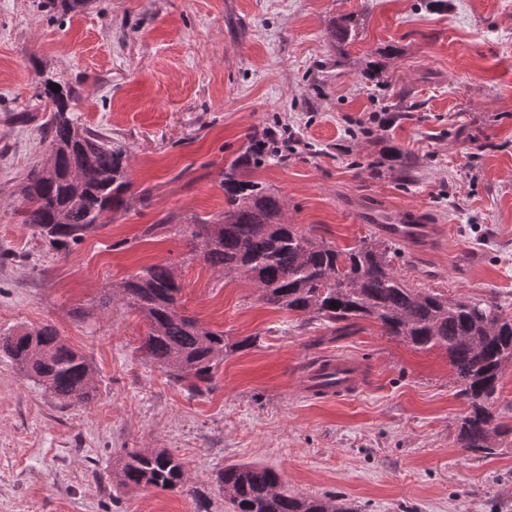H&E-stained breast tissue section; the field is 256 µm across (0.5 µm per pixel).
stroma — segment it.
Returning <instances> with one entry per match:
<instances>
[{
    "instance_id": "obj_1",
    "label": "stroma",
    "mask_w": 512,
    "mask_h": 512,
    "mask_svg": "<svg viewBox=\"0 0 512 512\" xmlns=\"http://www.w3.org/2000/svg\"><path fill=\"white\" fill-rule=\"evenodd\" d=\"M0 0V333L53 324L95 370L97 395L59 404L0 357V512H229L214 473L276 470L292 493L341 496L356 512H512V367L497 455L457 441L466 403L442 348L418 350L366 321L333 336L264 304L254 284L186 261L174 227L224 211L220 172L252 133L281 159L251 177L276 189L288 223L346 249L398 209L434 234L397 244L409 286L451 299L495 297L512 315V0ZM356 19L338 53L329 28ZM398 47L379 83L360 74ZM71 90L78 126L129 151L146 201L68 249L22 222L20 192L47 159L55 105L36 73ZM416 156L410 173L389 147ZM164 232L145 235L148 225ZM173 265L181 305L226 339L209 390L189 392L142 355L144 321L91 306L141 267ZM341 355L356 393L306 392L300 373ZM182 458L183 488L118 486L126 453Z\"/></svg>"
}]
</instances>
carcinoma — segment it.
<instances>
[{
	"instance_id": "cac0c4a2",
	"label": "carcinoma",
	"mask_w": 512,
	"mask_h": 512,
	"mask_svg": "<svg viewBox=\"0 0 512 512\" xmlns=\"http://www.w3.org/2000/svg\"><path fill=\"white\" fill-rule=\"evenodd\" d=\"M355 25L342 17L330 31L345 45ZM41 93L56 111L44 133L48 157L29 176L24 189L23 223L49 245L66 249L95 231L131 204L129 154L119 142L91 135L68 112L69 93L50 87L36 73ZM280 159L265 140L252 139L245 151L222 171L226 207L218 219L180 224L177 233L190 245V259L200 258L226 276L253 281L260 299L278 310L319 319L346 335L359 321H373L382 335L417 350L444 348L466 400L457 439L469 452L493 454L494 438L504 434L495 410L500 380L512 366V316L495 298L449 299L411 288L392 266V243L372 236L339 249L324 238L300 231L286 221L283 201L271 188L246 178V172ZM181 285L173 266L152 264L112 285L100 298L114 299L147 323L141 346L147 358L176 381H188L197 392L224 361V352L250 349L258 337L224 342V332L198 325L178 311ZM337 303L333 308L330 303ZM0 355L48 391L64 406H83L96 396L94 369L85 354L71 348L51 324L0 334ZM125 487L175 490L183 487L185 467L165 450L132 451L118 463ZM215 482L232 512H352L337 498H315L288 492L273 469L232 463L219 469Z\"/></svg>"
}]
</instances>
